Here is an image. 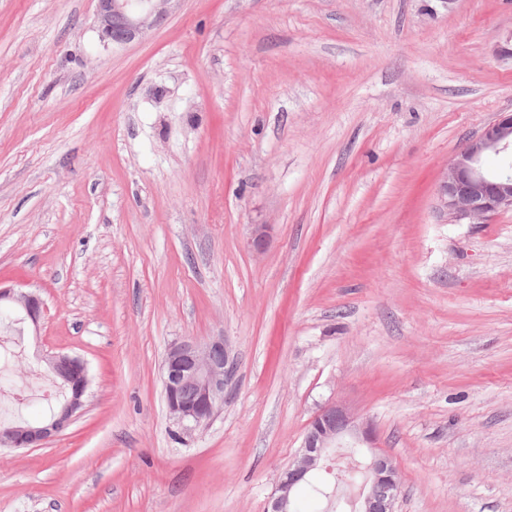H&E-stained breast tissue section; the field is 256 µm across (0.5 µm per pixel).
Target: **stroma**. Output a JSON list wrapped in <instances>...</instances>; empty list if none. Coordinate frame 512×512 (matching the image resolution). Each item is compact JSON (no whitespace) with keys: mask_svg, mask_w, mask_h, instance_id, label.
Masks as SVG:
<instances>
[{"mask_svg":"<svg viewBox=\"0 0 512 512\" xmlns=\"http://www.w3.org/2000/svg\"><path fill=\"white\" fill-rule=\"evenodd\" d=\"M510 36L512 0H172L113 46L95 0H0V281L45 304L0 411L46 418V353L91 377L0 449V512H265L332 403L399 463L397 512H512V209L436 207L512 112ZM213 336L235 371L185 431L162 361ZM45 370L65 385L68 394L39 424L22 422L0 433V447L37 448L65 430L81 412L89 386L86 362L79 356L52 353L42 357Z\"/></svg>","mask_w":512,"mask_h":512,"instance_id":"35a3bbf8","label":"stroma"}]
</instances>
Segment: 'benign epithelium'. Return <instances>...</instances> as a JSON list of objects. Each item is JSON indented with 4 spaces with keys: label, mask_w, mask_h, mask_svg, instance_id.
Listing matches in <instances>:
<instances>
[{
    "label": "benign epithelium",
    "mask_w": 512,
    "mask_h": 512,
    "mask_svg": "<svg viewBox=\"0 0 512 512\" xmlns=\"http://www.w3.org/2000/svg\"><path fill=\"white\" fill-rule=\"evenodd\" d=\"M101 39L125 44L143 35L166 16L170 0H96ZM512 156V113L502 112L481 133L453 155L441 172L437 187L439 211L470 224L484 216L512 209V163L488 169L487 157ZM18 313L20 322L38 327L44 309L39 294L0 282V304ZM45 370L65 385L68 394L52 414L39 424L22 422L0 433V447L37 448L65 430L81 412L89 386L86 362L67 353L42 357ZM235 365L222 336L206 341L185 337L172 343L165 354L161 380L172 419L192 430L212 419L224 403V390ZM356 448L363 481L358 512H396L401 493L396 461L375 445V433L342 405L322 408L310 421L295 460L281 471L266 512H291L296 490L317 473L328 469L335 448Z\"/></svg>",
    "instance_id": "7a95c632"
}]
</instances>
